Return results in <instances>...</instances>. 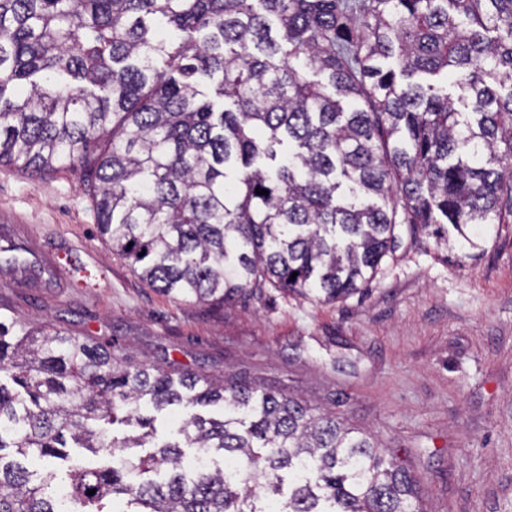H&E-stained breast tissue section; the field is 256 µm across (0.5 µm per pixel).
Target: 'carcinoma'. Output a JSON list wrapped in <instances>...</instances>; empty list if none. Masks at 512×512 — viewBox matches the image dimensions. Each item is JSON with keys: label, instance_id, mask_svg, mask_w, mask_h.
Masks as SVG:
<instances>
[{"label": "carcinoma", "instance_id": "1", "mask_svg": "<svg viewBox=\"0 0 512 512\" xmlns=\"http://www.w3.org/2000/svg\"><path fill=\"white\" fill-rule=\"evenodd\" d=\"M4 163L79 165L101 235L163 295L335 301L405 238L448 251L512 217V0H0ZM145 404L186 411L182 441L155 443ZM70 442L102 462L61 479ZM186 448L222 463L192 474ZM0 512L426 510L334 415L13 319Z\"/></svg>", "mask_w": 512, "mask_h": 512}]
</instances>
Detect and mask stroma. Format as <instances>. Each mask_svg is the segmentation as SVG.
Here are the masks:
<instances>
[{"instance_id": "obj_1", "label": "stroma", "mask_w": 512, "mask_h": 512, "mask_svg": "<svg viewBox=\"0 0 512 512\" xmlns=\"http://www.w3.org/2000/svg\"><path fill=\"white\" fill-rule=\"evenodd\" d=\"M65 251L90 283L0 271V318L46 323L120 358L233 378L335 413L395 452L427 512H512V223L476 258L402 244L369 288L326 303L268 287L214 306L145 283L113 250L80 168L0 165V231Z\"/></svg>"}]
</instances>
